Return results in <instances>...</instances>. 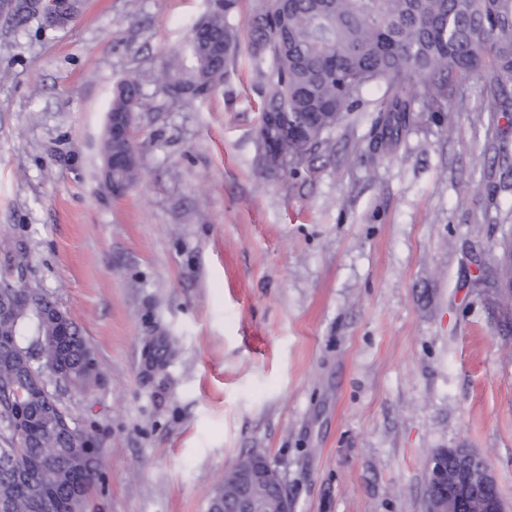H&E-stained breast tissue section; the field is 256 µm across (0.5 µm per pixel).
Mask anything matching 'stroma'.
Listing matches in <instances>:
<instances>
[{
    "mask_svg": "<svg viewBox=\"0 0 512 512\" xmlns=\"http://www.w3.org/2000/svg\"><path fill=\"white\" fill-rule=\"evenodd\" d=\"M0 0V260L67 312L101 377L58 397L102 451L85 512H208L262 451L293 512H423L441 448L490 463L512 512V325L497 269L512 234V125L416 112L375 147L383 87L297 171L259 149L247 54L207 98L157 81L211 0H77L15 25ZM140 83L139 179L112 194L101 142L118 83ZM28 267L27 256L19 251H7L6 263L1 270L0 286L13 282L15 279L22 280L24 271Z\"/></svg>",
    "mask_w": 512,
    "mask_h": 512,
    "instance_id": "35a3bbf8",
    "label": "stroma"
}]
</instances>
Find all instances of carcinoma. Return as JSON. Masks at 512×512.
Here are the masks:
<instances>
[{
    "instance_id": "1",
    "label": "carcinoma",
    "mask_w": 512,
    "mask_h": 512,
    "mask_svg": "<svg viewBox=\"0 0 512 512\" xmlns=\"http://www.w3.org/2000/svg\"><path fill=\"white\" fill-rule=\"evenodd\" d=\"M237 0H218L192 30L194 69L182 75L172 59L159 80L174 96L214 94L228 65L246 44L262 75L258 87L262 159L270 169H297L324 136L360 107L371 85H382L376 137L399 139L417 102L448 104L457 78L478 76L492 99L491 111L512 116V0H259L242 29L230 22ZM18 24L37 17L32 0H13ZM142 107L140 84L121 81L111 111ZM136 153L106 137L102 154ZM27 256L7 251L0 272V307L16 308L0 320V512H83L101 480L99 445L68 429L70 416L47 378L66 376L86 390L100 374L80 330L69 344H55V303L22 280Z\"/></svg>"
}]
</instances>
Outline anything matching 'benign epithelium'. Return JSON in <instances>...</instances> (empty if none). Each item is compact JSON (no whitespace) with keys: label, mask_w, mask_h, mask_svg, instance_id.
Instances as JSON below:
<instances>
[{"label":"benign epithelium","mask_w":512,"mask_h":512,"mask_svg":"<svg viewBox=\"0 0 512 512\" xmlns=\"http://www.w3.org/2000/svg\"><path fill=\"white\" fill-rule=\"evenodd\" d=\"M47 19L59 22L69 13L67 0H54L52 7L42 8ZM480 455L469 448H440L427 466L426 512H505L493 470L486 460L475 469L467 465ZM278 498L279 512H292L277 471L265 458L238 471L224 512H260L267 498Z\"/></svg>","instance_id":"1"}]
</instances>
